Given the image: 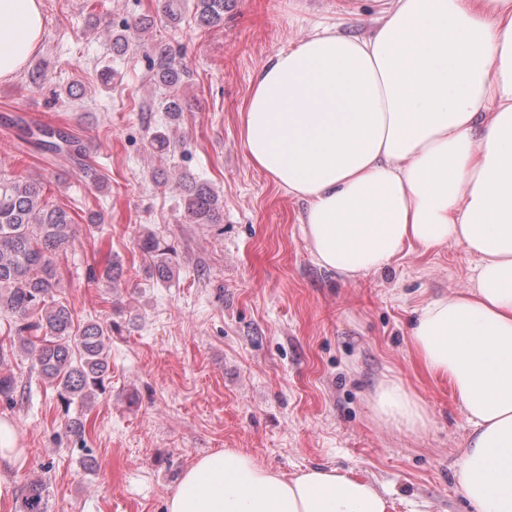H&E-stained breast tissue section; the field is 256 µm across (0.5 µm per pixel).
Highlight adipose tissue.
I'll list each match as a JSON object with an SVG mask.
<instances>
[{"instance_id": "1", "label": "adipose tissue", "mask_w": 512, "mask_h": 512, "mask_svg": "<svg viewBox=\"0 0 512 512\" xmlns=\"http://www.w3.org/2000/svg\"><path fill=\"white\" fill-rule=\"evenodd\" d=\"M369 36L317 23L256 72L241 114L249 162L305 202L315 262L356 278L405 248L455 245L473 288L431 300L411 333L471 426L456 482L476 512H512V0H378ZM0 80L37 49L40 0H0ZM377 416L427 426L419 399L382 382ZM27 450L0 418V512H16ZM335 468L285 476L227 448L196 460L166 512H387Z\"/></svg>"}]
</instances>
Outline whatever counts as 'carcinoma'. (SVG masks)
<instances>
[{
  "instance_id": "obj_1",
  "label": "carcinoma",
  "mask_w": 512,
  "mask_h": 512,
  "mask_svg": "<svg viewBox=\"0 0 512 512\" xmlns=\"http://www.w3.org/2000/svg\"><path fill=\"white\" fill-rule=\"evenodd\" d=\"M235 0H195L194 17L203 27L224 24V13ZM162 12L170 27L183 21L181 0H164ZM154 78L168 89L162 111L176 121L182 112L177 88L187 71L169 45L158 47ZM41 143L54 152L82 154L72 138L50 127L38 129ZM180 144L164 132L149 133L148 149L157 155H173ZM175 186L184 203V217L192 224H219L223 205L219 195L187 171L178 173ZM44 182L17 179L0 173V314L5 315L8 335L17 338L34 359L46 384L66 404L87 408L109 384L108 347L112 325L88 319L76 324L69 304L57 297V258L66 251L75 232L74 218L63 207L48 205ZM140 251L150 259V273L168 282L174 276L173 248L151 234L140 240ZM122 276L118 262L109 258L93 268L89 281L113 287ZM17 383L13 375L0 374V400L14 401ZM66 432L85 440L92 424L83 414L65 422ZM48 487L36 477L26 487L20 512H47Z\"/></svg>"
}]
</instances>
